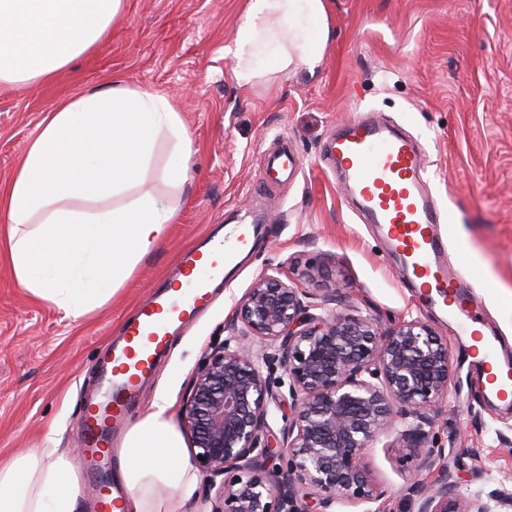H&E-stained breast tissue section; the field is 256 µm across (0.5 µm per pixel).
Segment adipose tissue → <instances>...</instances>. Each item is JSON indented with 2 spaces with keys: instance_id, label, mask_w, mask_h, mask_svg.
<instances>
[{
  "instance_id": "adipose-tissue-1",
  "label": "adipose tissue",
  "mask_w": 512,
  "mask_h": 512,
  "mask_svg": "<svg viewBox=\"0 0 512 512\" xmlns=\"http://www.w3.org/2000/svg\"><path fill=\"white\" fill-rule=\"evenodd\" d=\"M297 0H251L239 28L236 74L251 81L250 49L277 42L276 71L312 62L329 31L309 38L294 21ZM122 0H0V84L46 79L89 51L111 27ZM172 140L164 177L187 179L191 143L172 102L114 82L70 96L50 111L4 191L6 235L15 282L78 321L108 304L165 236L176 209L144 189L159 138ZM73 199L106 203L76 210ZM166 393L128 430L118 451L127 512H178L198 476ZM168 490L154 497L155 488ZM80 484L70 459L35 448L0 465V512H78Z\"/></svg>"
}]
</instances>
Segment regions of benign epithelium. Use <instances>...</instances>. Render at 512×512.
<instances>
[{"label": "benign epithelium", "mask_w": 512, "mask_h": 512, "mask_svg": "<svg viewBox=\"0 0 512 512\" xmlns=\"http://www.w3.org/2000/svg\"><path fill=\"white\" fill-rule=\"evenodd\" d=\"M299 289L265 276L236 303L231 323L249 330L255 348H210L186 399L182 426L209 477L210 512H320L338 503L379 500L384 490L365 455L382 436L431 471L445 449L428 448L433 407L448 396V345L432 327L403 320L382 331L355 309L311 312ZM281 359L292 413L282 441L265 438L274 399L263 366ZM236 472L230 477L228 473ZM414 512H512V488L460 491L441 466L431 484L409 487Z\"/></svg>", "instance_id": "benign-epithelium-1"}]
</instances>
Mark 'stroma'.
<instances>
[{"instance_id": "1", "label": "stroma", "mask_w": 512, "mask_h": 512, "mask_svg": "<svg viewBox=\"0 0 512 512\" xmlns=\"http://www.w3.org/2000/svg\"><path fill=\"white\" fill-rule=\"evenodd\" d=\"M328 41L315 63L273 72L272 44L253 59L258 76L240 82L233 43L249 0H124L121 15L90 52L54 78L0 86V184L13 176L46 113L69 96L121 80L166 96L192 144L188 179L162 178L173 145L159 140L146 186L176 205L166 236L137 266L114 302L80 321L62 319L12 277L0 247V461L54 436L84 492L98 493L78 450L76 426L97 397L99 361L121 337L137 304L174 273L181 250L230 224H257L262 236L208 305L173 336L167 353L112 433L120 447L157 392L181 414L212 343L230 332L235 304L266 275L311 301L343 289L346 307L388 328L429 324L448 343V400L434 411L430 444L462 488L512 486V405L477 396L468 338L448 314L422 303L373 225L363 223L342 179L320 157L326 137L361 110L419 138L430 187L454 216L448 264L474 263L487 333L512 351V0H322ZM287 139L300 172L274 191L259 188L264 152ZM367 464L386 494L337 504L335 512H412V461L383 441Z\"/></svg>"}]
</instances>
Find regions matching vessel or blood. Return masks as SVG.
I'll return each mask as SVG.
<instances>
[{"mask_svg":"<svg viewBox=\"0 0 512 512\" xmlns=\"http://www.w3.org/2000/svg\"><path fill=\"white\" fill-rule=\"evenodd\" d=\"M324 153L340 170L344 190L367 222L377 225L385 243L400 254L405 275L420 281L425 300L442 307L458 302L467 282L448 269V235L441 230L453 219L427 187L423 149L417 140L363 115L332 134ZM297 167L295 151L280 146L265 156L258 181L267 185ZM250 241L249 229L242 228L183 251L178 270L188 277L190 289L159 287L125 323L121 343L112 346L101 364L107 401L88 407L78 431V442L95 468L109 469L106 448L112 431L140 397L142 381L157 356L204 307L213 288L223 284L225 269ZM481 363L491 372L492 396L512 394V363L501 361L494 340H484Z\"/></svg>","mask_w":512,"mask_h":512,"instance_id":"1","label":"vessel or blood"}]
</instances>
